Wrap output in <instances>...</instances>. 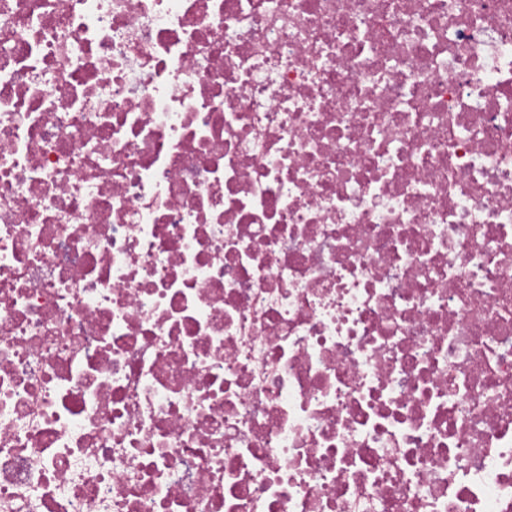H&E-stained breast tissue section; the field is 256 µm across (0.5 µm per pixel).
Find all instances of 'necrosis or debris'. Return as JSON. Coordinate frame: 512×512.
<instances>
[{"label":"necrosis or debris","mask_w":512,"mask_h":512,"mask_svg":"<svg viewBox=\"0 0 512 512\" xmlns=\"http://www.w3.org/2000/svg\"><path fill=\"white\" fill-rule=\"evenodd\" d=\"M0 512H512V0H0Z\"/></svg>","instance_id":"1"}]
</instances>
